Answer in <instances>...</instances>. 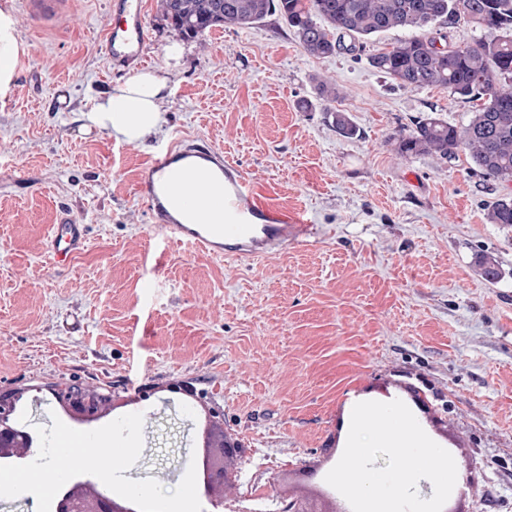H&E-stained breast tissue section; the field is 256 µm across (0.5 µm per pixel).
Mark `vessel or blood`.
Here are the masks:
<instances>
[{
  "label": "vessel or blood",
  "mask_w": 512,
  "mask_h": 512,
  "mask_svg": "<svg viewBox=\"0 0 512 512\" xmlns=\"http://www.w3.org/2000/svg\"><path fill=\"white\" fill-rule=\"evenodd\" d=\"M113 12L122 25L118 32L104 40L107 56L114 65L129 66L145 62L148 21L138 0H114ZM217 148H183L173 146L154 159L147 178L140 186L151 201L152 209L169 239L191 246L205 254L232 260L256 258L278 251L288 240L314 236V225L301 216H289L287 210L266 202L252 182L231 163L221 160ZM198 159L214 164L217 178L223 179V190L209 199L212 209L223 212L220 224H183L174 220L161 200L162 187L156 175L167 181L181 178L182 160ZM86 243L84 225L74 223L68 214H60L51 227V249L56 263H64L82 250Z\"/></svg>",
  "instance_id": "b4317fda"
}]
</instances>
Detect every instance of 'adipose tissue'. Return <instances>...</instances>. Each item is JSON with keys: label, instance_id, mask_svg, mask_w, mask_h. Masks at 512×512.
<instances>
[{"label": "adipose tissue", "instance_id": "obj_1", "mask_svg": "<svg viewBox=\"0 0 512 512\" xmlns=\"http://www.w3.org/2000/svg\"><path fill=\"white\" fill-rule=\"evenodd\" d=\"M18 20L8 0H0V98L8 96L14 87L20 55ZM168 80L157 70H141L117 83L80 117L107 130L117 139L128 143H143L162 121L161 113L167 97ZM213 182L203 180L195 170H187L184 177L169 185V210L183 216L188 224H216L220 218L209 210L207 198ZM196 197V213L182 215L179 203L187 197Z\"/></svg>", "mask_w": 512, "mask_h": 512}]
</instances>
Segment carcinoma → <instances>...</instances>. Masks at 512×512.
Returning a JSON list of instances; mask_svg holds the SVG:
<instances>
[{"label":"carcinoma","instance_id":"carcinoma-1","mask_svg":"<svg viewBox=\"0 0 512 512\" xmlns=\"http://www.w3.org/2000/svg\"><path fill=\"white\" fill-rule=\"evenodd\" d=\"M161 6L184 38L214 27L246 28L277 13L304 52L318 58L353 50L356 40L407 31L386 51L368 56L370 67L401 87L439 88L476 110L459 127L433 113L419 118L395 137L398 153L450 161L463 151L482 175L512 181V0H161ZM460 22L476 32L465 44L453 42L448 32ZM344 36L353 40L348 47ZM316 91L324 102L338 95L327 79L316 81ZM332 118L340 136L357 135L347 113L335 111ZM487 220L512 228V197L496 200ZM474 268L491 285L503 275L489 253L476 254Z\"/></svg>","mask_w":512,"mask_h":512}]
</instances>
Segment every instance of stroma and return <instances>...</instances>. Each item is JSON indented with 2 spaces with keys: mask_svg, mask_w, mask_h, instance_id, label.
I'll return each mask as SVG.
<instances>
[{
  "mask_svg": "<svg viewBox=\"0 0 512 512\" xmlns=\"http://www.w3.org/2000/svg\"><path fill=\"white\" fill-rule=\"evenodd\" d=\"M112 2L42 13L11 0L24 52L0 99V394L23 391L32 430L60 410L41 386H111V418L143 415L126 478L168 489L215 408L242 452L223 504L201 499L202 512H282L288 490L334 512L343 497L325 476L347 409L398 399L454 457L463 512H512V229L486 219L512 182L394 142L432 111L467 124L472 105L369 66L398 30L317 58L275 15L182 38L160 0H142L147 65L169 97L160 129L127 144L78 120L129 76L101 50L119 25ZM320 78L336 101L317 100ZM334 110L357 137L336 133ZM206 143L321 236L232 264L167 243L139 173L171 145ZM64 207L86 245L60 266L49 230ZM480 250L503 269L497 285L474 269Z\"/></svg>",
  "mask_w": 512,
  "mask_h": 512,
  "instance_id": "1",
  "label": "stroma"
}]
</instances>
